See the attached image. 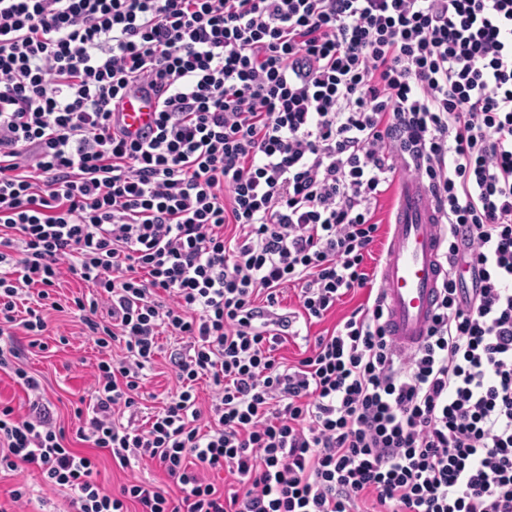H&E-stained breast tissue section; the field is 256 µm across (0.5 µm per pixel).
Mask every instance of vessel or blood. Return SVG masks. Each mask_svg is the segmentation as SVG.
Segmentation results:
<instances>
[{
    "instance_id": "vessel-or-blood-1",
    "label": "vessel or blood",
    "mask_w": 512,
    "mask_h": 512,
    "mask_svg": "<svg viewBox=\"0 0 512 512\" xmlns=\"http://www.w3.org/2000/svg\"><path fill=\"white\" fill-rule=\"evenodd\" d=\"M121 120L131 135L155 127L157 99L139 90L120 100ZM389 254L382 270L385 327L398 343L419 346L435 312L445 270L440 262V214L431 189L418 180L403 184L391 225Z\"/></svg>"
}]
</instances>
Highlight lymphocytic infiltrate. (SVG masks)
I'll return each mask as SVG.
<instances>
[{"label":"lymphocytic infiltrate","instance_id":"obj_1","mask_svg":"<svg viewBox=\"0 0 512 512\" xmlns=\"http://www.w3.org/2000/svg\"><path fill=\"white\" fill-rule=\"evenodd\" d=\"M131 86L159 98L143 140L112 121ZM400 167L443 224L425 340L386 335L378 291L278 358L371 285ZM66 272L103 355L77 439L182 492L112 493L48 405L0 406V474L68 512H512V0H0V337L43 335L19 305ZM163 333L176 389L125 426ZM407 179L406 177L403 179H398L395 182V185L393 188L384 196L380 198L376 214H375V220L380 222V231H379V240L372 248V258H368L367 260V271L371 274L373 271H375V274H377V279L375 287L377 288L380 283V269L382 265L385 262L386 255H387V248H388V225H389V217L392 210L395 194L397 192V189L400 185V183ZM366 290L361 289L353 294L344 297L342 301H340L336 305L335 312L330 315L325 321L320 323H313L311 325H307V329L301 320L297 323V328L300 329V337L297 339L290 338L288 339L279 349L278 355L282 356L290 361H294L297 358L303 357L305 350L309 351V346L305 344V341L302 339L308 333L309 336V345L314 344L315 337L320 336L324 333L325 329H330L332 326L337 323L342 318L349 316L350 313L360 304L365 302L366 298ZM307 351V353H308ZM17 482H25L33 490V502L23 510L36 512H58L67 510V502L70 492H58L40 489V479L36 471L31 468L22 467L13 477H7L0 480V501L7 504L9 502V493ZM37 496L44 498L47 503L42 504Z\"/></svg>","mask_w":512,"mask_h":512}]
</instances>
